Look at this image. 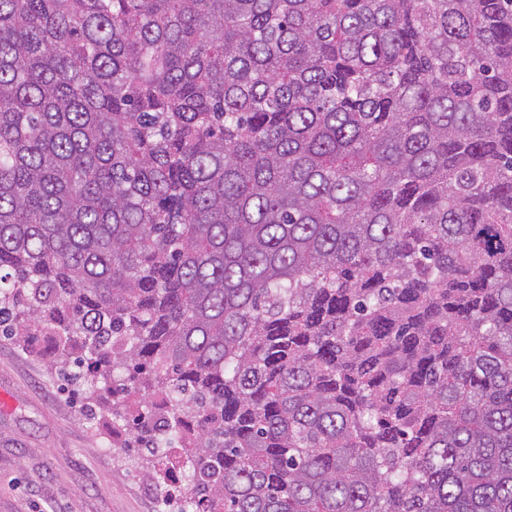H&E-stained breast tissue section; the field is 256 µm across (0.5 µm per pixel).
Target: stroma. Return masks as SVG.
<instances>
[{
  "instance_id": "35a3bbf8",
  "label": "stroma",
  "mask_w": 512,
  "mask_h": 512,
  "mask_svg": "<svg viewBox=\"0 0 512 512\" xmlns=\"http://www.w3.org/2000/svg\"><path fill=\"white\" fill-rule=\"evenodd\" d=\"M51 357L44 342L0 335V512H166L157 483L115 447L111 415Z\"/></svg>"
}]
</instances>
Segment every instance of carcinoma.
<instances>
[{
  "label": "carcinoma",
  "instance_id": "carcinoma-1",
  "mask_svg": "<svg viewBox=\"0 0 512 512\" xmlns=\"http://www.w3.org/2000/svg\"><path fill=\"white\" fill-rule=\"evenodd\" d=\"M0 331L194 512H512V0H0Z\"/></svg>",
  "mask_w": 512,
  "mask_h": 512
}]
</instances>
